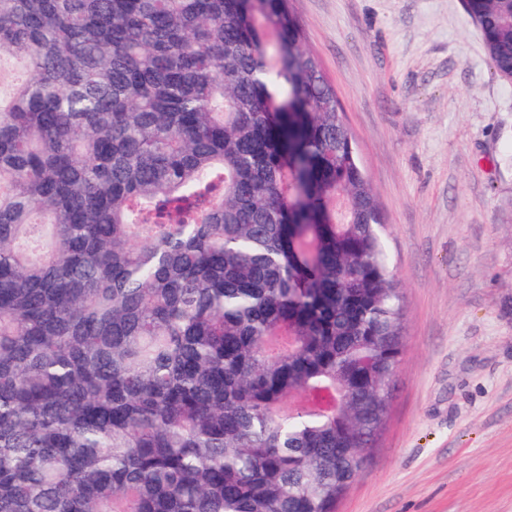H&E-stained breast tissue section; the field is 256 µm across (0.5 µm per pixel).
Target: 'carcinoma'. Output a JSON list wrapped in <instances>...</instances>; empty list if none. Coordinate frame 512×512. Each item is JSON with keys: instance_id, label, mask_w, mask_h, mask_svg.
<instances>
[{"instance_id": "cac0c4a2", "label": "carcinoma", "mask_w": 512, "mask_h": 512, "mask_svg": "<svg viewBox=\"0 0 512 512\" xmlns=\"http://www.w3.org/2000/svg\"><path fill=\"white\" fill-rule=\"evenodd\" d=\"M512 80V0H463ZM288 0H0V512H336L403 350Z\"/></svg>"}]
</instances>
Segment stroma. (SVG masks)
Listing matches in <instances>:
<instances>
[{
  "label": "stroma",
  "instance_id": "35a3bbf8",
  "mask_svg": "<svg viewBox=\"0 0 512 512\" xmlns=\"http://www.w3.org/2000/svg\"><path fill=\"white\" fill-rule=\"evenodd\" d=\"M384 215L389 413L337 512H512V82L462 0H292Z\"/></svg>",
  "mask_w": 512,
  "mask_h": 512
}]
</instances>
